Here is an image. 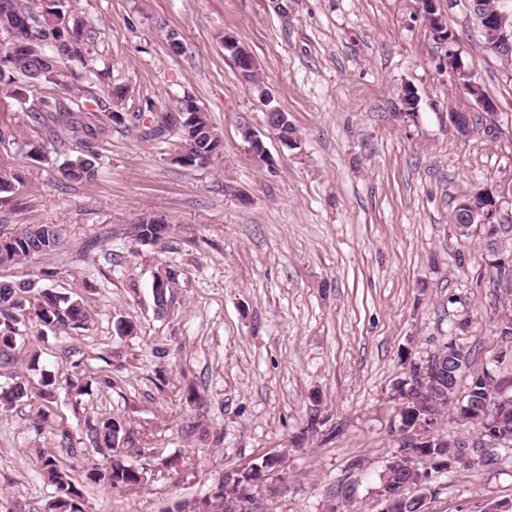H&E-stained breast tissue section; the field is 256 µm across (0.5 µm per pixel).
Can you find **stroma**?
<instances>
[{
    "mask_svg": "<svg viewBox=\"0 0 512 512\" xmlns=\"http://www.w3.org/2000/svg\"><path fill=\"white\" fill-rule=\"evenodd\" d=\"M88 54L68 67L71 91L49 82L29 101L96 108L107 83L128 87L126 112L189 95L223 138L206 167L174 162L177 137L60 144L0 96V122L41 141L36 166L0 146V167L22 172L16 202L0 206V234L59 224L54 253L0 278L82 299L85 329L22 325L0 386L37 384L40 367L63 379L48 425L38 394L0 411V512H45L41 475L52 456L83 493L84 512H174L214 496L226 474L258 468L245 512H381L380 476L399 446L394 385L455 342L471 352L456 389L473 377L512 378V283L490 265L512 259V231L487 242L485 227L459 232L453 209L479 189L512 182V61L489 53L465 0L435 12L454 46L433 36L417 0H70ZM181 52H171L167 31ZM233 35L256 59L263 89L246 85L224 49ZM456 51L495 104L482 109L456 86ZM419 97L416 110L404 89ZM298 130L291 149L269 134L268 106ZM481 120L460 135L452 113ZM262 138L260 164L241 134ZM95 154L94 182H68L57 167ZM147 213L170 230L142 245L129 229ZM160 267L178 286L156 313ZM135 326L119 333L120 323ZM466 330H459V323ZM89 380L75 396L69 378ZM122 418V456L147 477L133 489L88 480L109 467L94 428ZM274 468H264L266 458ZM512 512V447L492 465L434 474L424 512Z\"/></svg>",
    "mask_w": 512,
    "mask_h": 512,
    "instance_id": "obj_1",
    "label": "stroma"
}]
</instances>
